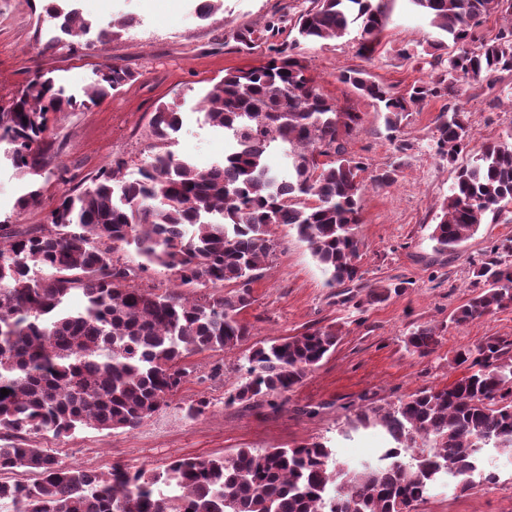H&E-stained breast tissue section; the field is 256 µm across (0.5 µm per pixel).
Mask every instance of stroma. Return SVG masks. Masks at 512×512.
Returning <instances> with one entry per match:
<instances>
[{
  "instance_id": "1",
  "label": "stroma",
  "mask_w": 512,
  "mask_h": 512,
  "mask_svg": "<svg viewBox=\"0 0 512 512\" xmlns=\"http://www.w3.org/2000/svg\"><path fill=\"white\" fill-rule=\"evenodd\" d=\"M41 4L42 0H0V104L7 103L37 70L50 73L77 96L105 63L122 64L132 74L120 91L91 110L51 117L58 160L68 168L74 185L84 187L117 160L126 161L127 178L137 177L148 155L150 118L162 103L176 104L183 117L170 145L177 157L190 158L201 169L221 161L226 141L223 131L205 123L199 113L204 93L225 72L265 61L263 41L244 47L238 40L241 31L259 32L275 22L283 33H290L310 0H223L222 9L206 20L196 16L194 0H79L94 31L74 46L52 23H37L34 9ZM388 13L371 60L358 56L353 33L299 48L320 91L352 105L362 116L349 153L363 158L372 171L397 160L403 163L392 186L369 185L362 195L358 237L364 285L354 289L351 299L338 296L306 243L290 226L278 225L273 229L276 254L253 285L251 305L241 313L251 329L249 343L333 325L341 332L335 351L307 374L279 410L265 402L226 404L228 393L246 376L249 344H243L186 359L190 374L180 390L136 429L84 428L48 440L33 435L30 444L48 445L63 462L103 474L116 462L161 469L177 458L229 456L240 448H287L313 441L326 443L340 461L356 467L375 460L387 439L380 429H352L358 408L383 406L419 388L446 385L458 376L448 366L457 351L489 336L512 338V308L463 326L452 320L473 292L475 266L494 243L512 238V212L497 223L481 225L459 253L434 252L431 233L439 205L457 165L469 160L463 154L452 164L432 148L430 131L442 102L409 116L400 134L409 148L401 155L397 140L386 135L378 105L358 97L338 79L348 69L363 68L401 93L415 81L433 76L422 45L435 37V29L408 0H389ZM124 16L134 17L132 27L109 41L97 38V28ZM50 41L55 50L43 52V44ZM405 49L410 59L402 58ZM496 93L500 102L491 109L483 89H464L460 104L474 133L470 152L512 129V73L503 75ZM27 186V178L9 162L0 163V222L19 227L43 223L59 187L49 182L41 206L21 213L15 201ZM396 278L408 281L404 294L369 302V288ZM420 324L436 326L441 335L437 350L422 358L409 355L403 343ZM202 397L210 402L207 413L188 418L186 406ZM481 467L496 473L498 484L478 483L464 493L452 484L437 486L417 512H512V456L485 449Z\"/></svg>"
}]
</instances>
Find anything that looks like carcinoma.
I'll return each mask as SVG.
<instances>
[{"instance_id": "obj_1", "label": "carcinoma", "mask_w": 512, "mask_h": 512, "mask_svg": "<svg viewBox=\"0 0 512 512\" xmlns=\"http://www.w3.org/2000/svg\"><path fill=\"white\" fill-rule=\"evenodd\" d=\"M438 37L427 42L440 73L404 93L380 84L365 69L339 80L383 105V125L396 139L410 112L450 101L431 129L436 155L454 162L473 138L455 103L461 81L495 88L512 72V0H408ZM492 16L506 20L490 38L478 33ZM388 20L386 0H311L297 17L296 38L276 41L268 25L269 60L228 71L203 96L207 123L224 130L222 162L199 170L168 150L182 125L180 112L160 104L148 125L149 155L128 179L119 160L102 168L81 191L63 189L47 223L18 229L0 224V436H70L84 428L131 430L171 397L188 375L185 359L231 351L251 336L241 312L262 277L276 243L272 227L292 226L329 276L333 288L363 281L360 265L362 158L346 144L362 126L360 113L322 94L296 49L303 42L341 38L357 27L358 55L372 57ZM49 21L74 37L86 18L58 0L42 7ZM131 77L122 65H103L83 98L65 94L37 70L12 101L0 105V143L15 169L31 177L18 199L24 211L42 202L39 177L68 184L57 161L49 114L90 109ZM278 147L288 176L268 164ZM398 168L370 183L391 186ZM512 209V132L485 142L457 169L440 206L431 239L455 252L487 220ZM173 275L171 288L131 284L123 247ZM475 291L453 314L464 325L512 308V239L490 249L474 269ZM234 285L227 296L186 288ZM397 280L369 293L372 302L407 290ZM333 326L255 343L247 377L230 403L288 392L330 356L339 342ZM420 357L434 353L440 334L420 325L404 340ZM463 375L441 388H422L385 407L358 411L353 428L383 427L391 437L380 463L351 470L321 442L296 448H240L232 456L179 458L162 470L112 465L106 474L67 465L52 448L0 444V474L27 468L32 483L0 480V502L12 512H405L424 501L443 478L460 491L486 447L512 453V339L488 337L456 352Z\"/></svg>"}]
</instances>
